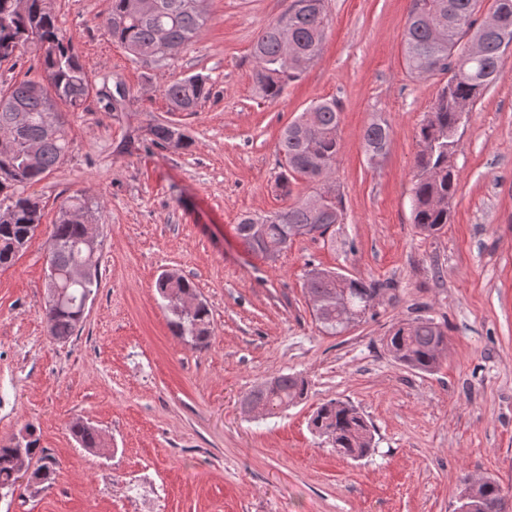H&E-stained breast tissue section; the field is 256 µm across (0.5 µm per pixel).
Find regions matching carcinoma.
I'll return each instance as SVG.
<instances>
[{
  "label": "carcinoma",
  "mask_w": 512,
  "mask_h": 512,
  "mask_svg": "<svg viewBox=\"0 0 512 512\" xmlns=\"http://www.w3.org/2000/svg\"><path fill=\"white\" fill-rule=\"evenodd\" d=\"M112 5L102 22L105 34L120 43L133 58L143 62L164 59L165 48L183 50L197 39L209 21L208 0H155V10L144 15L136 8V0H111ZM301 6L286 13L288 47L282 45L280 23L263 28L254 45L256 67L254 82L262 96L274 101L281 97L288 82L320 54L328 25L325 0H298ZM480 0H410L403 35V53L408 71L419 76L454 73L440 88L430 112L419 129V143L428 148L417 152L414 159V181L411 189L413 224L429 235L450 223L448 206L440 201L457 192L455 170L448 169V154L457 151L456 131L460 106L470 107L504 77L502 56L512 45V0H494L492 14L502 22L483 21L476 24ZM33 44L42 51L41 80L30 79L8 89H0V100L19 108L28 117L26 126L12 135L8 108L0 107V199L8 201L0 212V268L12 266L20 251L33 238L42 212L40 204L25 194V187L41 180L45 174L63 163L69 142L65 130L57 136L47 135L42 115L52 104L61 102L76 111L92 94V79L81 63L73 42L58 25L56 16L42 7V0H0V50L11 56ZM40 85L36 91L34 85ZM210 95L207 80L190 76L165 89L172 112H195ZM340 110L334 100H317L282 131L279 153L283 171L276 188L287 197L291 180L300 177L312 184L310 196L319 195L324 179L332 170L340 151ZM176 127L158 123L150 129L154 143L168 145ZM178 131V130H176ZM364 144L369 159L385 153L390 142V128L381 121L371 122L364 131ZM42 142L39 162L32 164L27 146ZM178 145H191L189 136L178 131ZM304 197L288 208L265 216H245L235 225L236 235L245 249L266 259L279 256L297 237H323L334 226L343 223V201L337 190L324 211L317 213ZM85 202L78 197L66 200L53 227L48 249L56 251L57 269L66 301L55 306L45 302V317L50 335L66 341L77 331L83 318V299L97 291L100 284L99 258L81 247L87 236ZM86 266L89 273L82 280L69 277L75 266ZM306 287L313 304L326 301L341 288L356 312L364 315L370 301L383 290L375 281L347 277L336 280V271L313 268L308 271ZM156 290L166 301L169 326L174 335L196 349L209 346L211 310L202 302L191 314L179 310L176 296L196 295L192 283L182 277L171 280L159 277ZM322 328L337 334L345 329L336 310L316 315ZM448 337L431 318L418 317L395 328L386 337V346L402 365L424 373L439 365ZM308 395V382L298 375L283 374L255 387L245 400L276 415L299 403ZM312 430L328 439L336 452L344 457L360 459L372 451V435L362 414L352 405L329 400L310 420ZM72 434L81 447H102L99 431L84 423H76ZM31 439L25 451L33 476L42 483L54 479L58 461L39 447V438L28 429ZM16 452L14 444L0 446V488L16 486ZM504 499L498 481L487 477L478 486V512H499Z\"/></svg>",
  "instance_id": "cac0c4a2"
}]
</instances>
